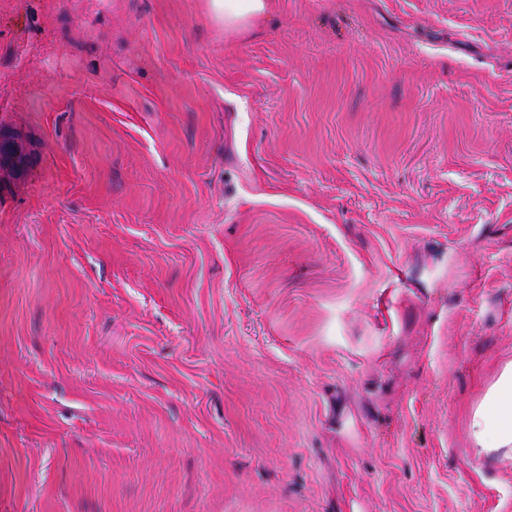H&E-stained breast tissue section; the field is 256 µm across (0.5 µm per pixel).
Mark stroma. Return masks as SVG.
Instances as JSON below:
<instances>
[{
    "mask_svg": "<svg viewBox=\"0 0 512 512\" xmlns=\"http://www.w3.org/2000/svg\"><path fill=\"white\" fill-rule=\"evenodd\" d=\"M0 512H512V0H0ZM268 0H208L210 18L225 31H240L262 20ZM478 453L506 449L512 454V362L506 364L470 420Z\"/></svg>",
    "mask_w": 512,
    "mask_h": 512,
    "instance_id": "1",
    "label": "stroma"
}]
</instances>
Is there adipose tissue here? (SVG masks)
I'll list each match as a JSON object with an SVG mask.
<instances>
[{
    "instance_id": "1",
    "label": "adipose tissue",
    "mask_w": 512,
    "mask_h": 512,
    "mask_svg": "<svg viewBox=\"0 0 512 512\" xmlns=\"http://www.w3.org/2000/svg\"><path fill=\"white\" fill-rule=\"evenodd\" d=\"M210 18L228 31H240L262 20L268 0H208ZM479 452L512 454V362L506 364L470 420Z\"/></svg>"
}]
</instances>
